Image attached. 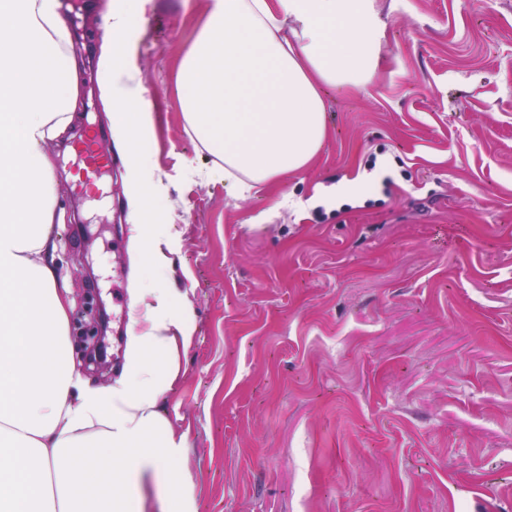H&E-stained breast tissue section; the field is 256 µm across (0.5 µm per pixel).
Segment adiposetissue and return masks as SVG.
<instances>
[{
	"label": "adipose tissue",
	"mask_w": 512,
	"mask_h": 512,
	"mask_svg": "<svg viewBox=\"0 0 512 512\" xmlns=\"http://www.w3.org/2000/svg\"><path fill=\"white\" fill-rule=\"evenodd\" d=\"M153 0H110L97 59L112 140L125 156L134 253L152 277L132 290L122 375L82 385L63 367L68 289L55 276L59 207L48 143L64 139L83 70L61 0H0V512H197L178 471L189 446L160 407L193 342L187 311L152 278L175 245L143 217L167 187L143 145L155 116L130 32ZM385 35L377 0H210L176 78L189 133L212 157L205 175L233 196L301 172L327 138L322 88L353 92L375 75Z\"/></svg>",
	"instance_id": "obj_1"
}]
</instances>
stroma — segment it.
I'll list each match as a JSON object with an SVG mask.
<instances>
[{"instance_id":"obj_1","label":"stroma","mask_w":512,"mask_h":512,"mask_svg":"<svg viewBox=\"0 0 512 512\" xmlns=\"http://www.w3.org/2000/svg\"><path fill=\"white\" fill-rule=\"evenodd\" d=\"M207 4L155 0L134 34L146 149L179 186L174 220L144 222L174 236L195 319L165 409L198 512H512V0H379L371 82L323 88L319 154L244 199L184 176L211 163L176 85ZM70 144L58 278L125 329V161L82 187Z\"/></svg>"}]
</instances>
